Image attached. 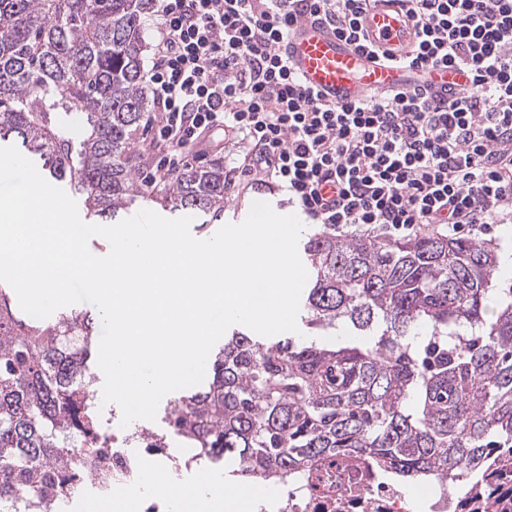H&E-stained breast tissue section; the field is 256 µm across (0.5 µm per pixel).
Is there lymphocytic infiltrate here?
<instances>
[{"label":"lymphocytic infiltrate","instance_id":"obj_1","mask_svg":"<svg viewBox=\"0 0 512 512\" xmlns=\"http://www.w3.org/2000/svg\"><path fill=\"white\" fill-rule=\"evenodd\" d=\"M369 0H155L142 79L156 113L150 181L179 178L226 137L240 175L287 192L315 224L429 225L488 235L512 223V0H401L418 31L408 67L460 74L448 89L389 90L347 104L312 91L282 51L322 22L360 45Z\"/></svg>","mask_w":512,"mask_h":512}]
</instances>
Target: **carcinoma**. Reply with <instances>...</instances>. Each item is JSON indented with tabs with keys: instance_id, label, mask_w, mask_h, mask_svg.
<instances>
[{
	"instance_id": "carcinoma-1",
	"label": "carcinoma",
	"mask_w": 512,
	"mask_h": 512,
	"mask_svg": "<svg viewBox=\"0 0 512 512\" xmlns=\"http://www.w3.org/2000/svg\"><path fill=\"white\" fill-rule=\"evenodd\" d=\"M149 0H0V140L36 155L51 178L105 221L136 197L131 144L148 104L141 20ZM168 193L218 217L224 163L196 167ZM312 269L306 323L345 338L308 344L236 331L210 352L211 375L169 401L163 433L195 462L240 476L277 473L334 454L369 457L399 484L484 480L488 450L512 442V283L499 249L423 232L323 224L304 244ZM96 320L23 312L0 282V512H35L65 479L101 474L70 453L100 432L92 371Z\"/></svg>"
}]
</instances>
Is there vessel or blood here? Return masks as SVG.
<instances>
[{
	"instance_id": "1",
	"label": "vessel or blood",
	"mask_w": 512,
	"mask_h": 512,
	"mask_svg": "<svg viewBox=\"0 0 512 512\" xmlns=\"http://www.w3.org/2000/svg\"><path fill=\"white\" fill-rule=\"evenodd\" d=\"M361 28L373 45L397 56L408 55L417 42L416 29L398 0H373L362 15ZM283 50L292 68L312 89L338 102L360 100L381 89L408 91L421 86L438 90L457 79L445 68L412 73L373 62L328 25L309 20L294 25Z\"/></svg>"
}]
</instances>
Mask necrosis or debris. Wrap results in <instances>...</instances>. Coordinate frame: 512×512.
<instances>
[{"instance_id":"necrosis-or-debris-1","label":"necrosis or debris","mask_w":512,"mask_h":512,"mask_svg":"<svg viewBox=\"0 0 512 512\" xmlns=\"http://www.w3.org/2000/svg\"><path fill=\"white\" fill-rule=\"evenodd\" d=\"M104 449L103 479L80 484L79 497H57L55 512H95L108 503L112 512H175L184 475L176 462L180 449L134 448L120 426ZM489 479L479 493H458L432 480L417 481L412 491L383 480L373 461L361 455L321 456L298 469L289 481L262 479V490L246 512H512V450L496 448ZM166 473L173 481L151 487L145 477Z\"/></svg>"}]
</instances>
